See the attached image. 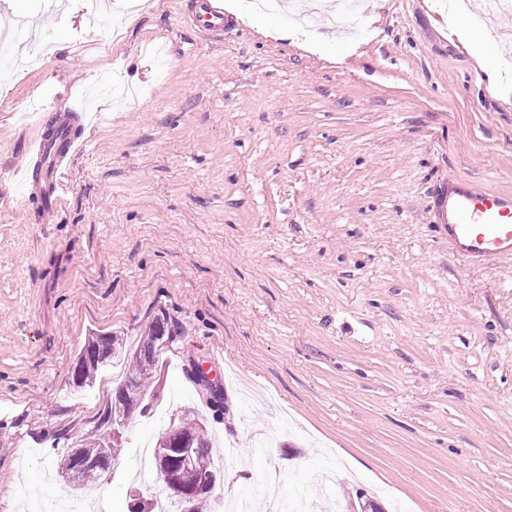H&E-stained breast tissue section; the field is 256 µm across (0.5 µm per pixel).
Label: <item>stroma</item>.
<instances>
[{
    "mask_svg": "<svg viewBox=\"0 0 512 512\" xmlns=\"http://www.w3.org/2000/svg\"><path fill=\"white\" fill-rule=\"evenodd\" d=\"M0 0L39 22L0 79V512L68 494L56 468L113 398L111 371L74 392L91 333L135 348L157 314L175 338L161 393L129 423L105 512L158 495L150 446L183 415L207 420L224 480L213 512L249 493L320 505L376 493L406 512H512V258L473 267L430 211L455 176L512 192V7L283 0L200 38L175 0H145L118 31L92 0ZM102 97L52 214L9 176L48 120ZM225 413L213 419L211 393ZM234 449L225 457V449Z\"/></svg>",
    "mask_w": 512,
    "mask_h": 512,
    "instance_id": "1",
    "label": "stroma"
}]
</instances>
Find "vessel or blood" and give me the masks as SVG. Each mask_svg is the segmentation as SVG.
<instances>
[{"label":"vessel or blood","mask_w":512,"mask_h":512,"mask_svg":"<svg viewBox=\"0 0 512 512\" xmlns=\"http://www.w3.org/2000/svg\"><path fill=\"white\" fill-rule=\"evenodd\" d=\"M184 20L202 36L216 37L235 17L225 9L224 0H194ZM85 146V139L73 132L68 119L41 126L27 146L31 164L16 171L14 177L25 195L42 189L45 210H53L68 189L69 166ZM432 212L441 235L467 264L483 266L512 257L511 195L451 177L438 185Z\"/></svg>","instance_id":"obj_1"}]
</instances>
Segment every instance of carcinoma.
<instances>
[{
  "instance_id": "cac0c4a2",
  "label": "carcinoma",
  "mask_w": 512,
  "mask_h": 512,
  "mask_svg": "<svg viewBox=\"0 0 512 512\" xmlns=\"http://www.w3.org/2000/svg\"><path fill=\"white\" fill-rule=\"evenodd\" d=\"M171 339L166 332L165 323L156 318L145 329L141 343L134 351L126 348L123 338L112 333L93 336L88 339L73 363L72 381L77 388L91 386L97 374L109 365L121 364L125 367L124 379L116 388L121 398L125 421L142 414L148 405L157 399V391L152 389V379L158 359ZM179 433L192 445V462L199 471L211 472L216 481H221L224 474L216 466L213 449L205 426L196 420L177 419L175 423ZM122 447L121 441L112 439V433L100 429L93 430L90 440L81 444L80 451H67L59 463V471H69L83 466L92 460L98 471L110 467L112 459ZM210 492L204 491L187 504L180 506L179 512H209Z\"/></svg>"
}]
</instances>
